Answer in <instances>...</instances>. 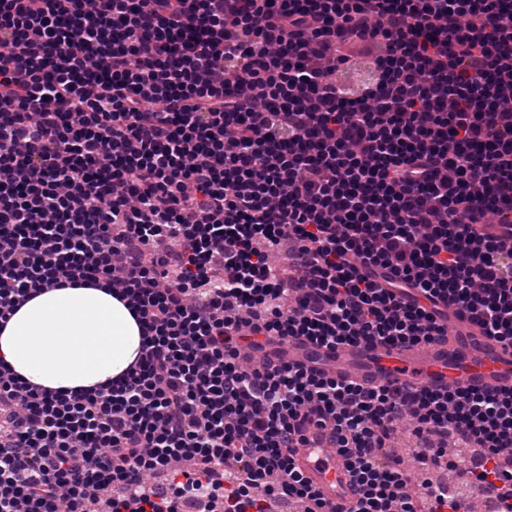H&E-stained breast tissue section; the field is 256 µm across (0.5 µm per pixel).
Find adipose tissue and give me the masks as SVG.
Wrapping results in <instances>:
<instances>
[{
    "label": "adipose tissue",
    "mask_w": 512,
    "mask_h": 512,
    "mask_svg": "<svg viewBox=\"0 0 512 512\" xmlns=\"http://www.w3.org/2000/svg\"><path fill=\"white\" fill-rule=\"evenodd\" d=\"M143 344L127 302L107 289L49 287L0 327V362L47 391L94 389L122 376Z\"/></svg>",
    "instance_id": "adipose-tissue-1"
}]
</instances>
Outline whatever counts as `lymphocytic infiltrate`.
Instances as JSON below:
<instances>
[{"label": "lymphocytic infiltrate", "instance_id": "1", "mask_svg": "<svg viewBox=\"0 0 512 512\" xmlns=\"http://www.w3.org/2000/svg\"><path fill=\"white\" fill-rule=\"evenodd\" d=\"M75 284L126 300L143 352L82 394L0 367V512H325L293 458L325 428L352 512H419L384 457L405 417L512 512V389L244 356L428 345L449 307L512 348V0H0V322Z\"/></svg>", "mask_w": 512, "mask_h": 512}]
</instances>
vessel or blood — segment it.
Masks as SVG:
<instances>
[{"instance_id":"obj_1","label":"vessel or blood","mask_w":512,"mask_h":512,"mask_svg":"<svg viewBox=\"0 0 512 512\" xmlns=\"http://www.w3.org/2000/svg\"><path fill=\"white\" fill-rule=\"evenodd\" d=\"M277 357L316 367L364 386L403 384L436 391L460 382L477 390L512 388V350L484 336L467 315L448 313V334L420 347L342 346L330 351L310 343L284 342ZM296 464L314 487L327 512H351L356 487L345 458L332 448L328 432L317 444L297 449Z\"/></svg>"}]
</instances>
